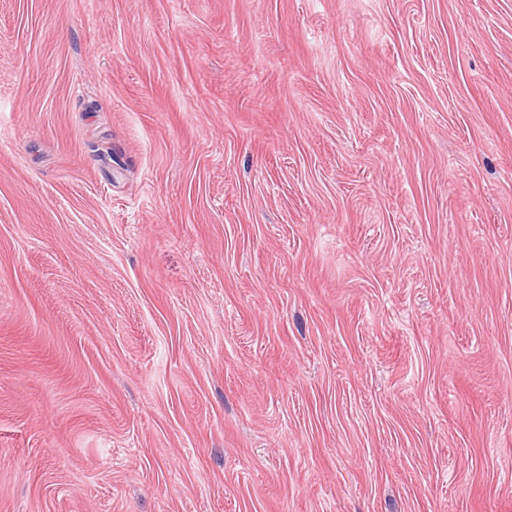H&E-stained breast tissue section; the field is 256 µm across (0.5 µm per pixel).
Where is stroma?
I'll list each match as a JSON object with an SVG mask.
<instances>
[{
  "label": "stroma",
  "mask_w": 512,
  "mask_h": 512,
  "mask_svg": "<svg viewBox=\"0 0 512 512\" xmlns=\"http://www.w3.org/2000/svg\"><path fill=\"white\" fill-rule=\"evenodd\" d=\"M0 512H512V0H0Z\"/></svg>",
  "instance_id": "stroma-1"
}]
</instances>
